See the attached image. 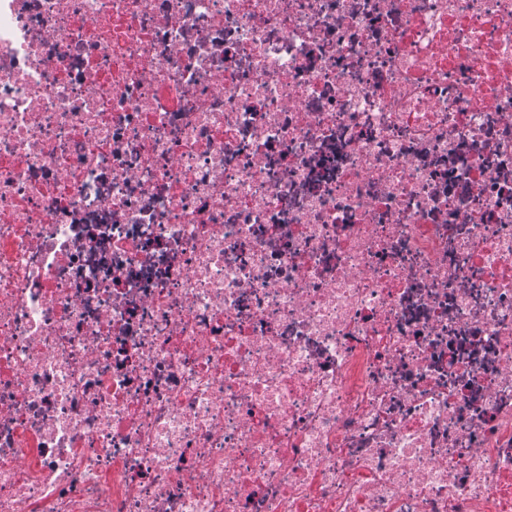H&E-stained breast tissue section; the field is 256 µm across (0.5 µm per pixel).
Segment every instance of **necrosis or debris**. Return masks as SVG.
Listing matches in <instances>:
<instances>
[{
	"label": "necrosis or debris",
	"instance_id": "1",
	"mask_svg": "<svg viewBox=\"0 0 512 512\" xmlns=\"http://www.w3.org/2000/svg\"><path fill=\"white\" fill-rule=\"evenodd\" d=\"M0 512H512V0H0Z\"/></svg>",
	"mask_w": 512,
	"mask_h": 512
}]
</instances>
